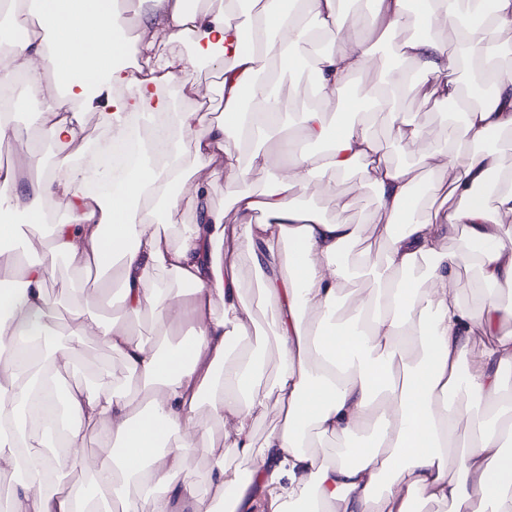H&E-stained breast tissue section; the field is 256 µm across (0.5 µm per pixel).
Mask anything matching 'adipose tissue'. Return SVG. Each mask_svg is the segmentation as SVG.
Returning <instances> with one entry per match:
<instances>
[{
	"instance_id": "adipose-tissue-1",
	"label": "adipose tissue",
	"mask_w": 512,
	"mask_h": 512,
	"mask_svg": "<svg viewBox=\"0 0 512 512\" xmlns=\"http://www.w3.org/2000/svg\"><path fill=\"white\" fill-rule=\"evenodd\" d=\"M470 0H373L369 21L347 22L338 0H252L242 21L233 0L188 8L152 0L126 35L122 0H9L22 32L0 52V87L22 84L40 97V125L53 148L50 176L21 183L0 167V245L42 244L37 262L18 264L0 248V282L22 279L0 319V471L29 465L12 512H512V166L485 146L512 132V73L484 44L512 30V0H493L481 29L442 42L437 25L457 27ZM418 23L398 47L409 68L383 67L357 106L358 121H332L325 104L369 71L370 37ZM278 34L271 44L269 34ZM225 63L220 115L205 105L179 113L173 129L142 144L146 157L102 195L85 192L97 160H82L84 115L94 104L99 133L122 138L132 118L171 111L166 85L194 91L173 45ZM290 69L309 60L313 99H302L300 129L324 145L287 165L254 143L284 125L285 103L261 78L268 60ZM489 94L464 104L460 72ZM454 107L460 123L431 145L403 111L407 94ZM386 121L408 151L445 159L434 182L393 162L374 135ZM275 169L263 189L256 172ZM358 169L372 189L380 224L353 223V201L335 191ZM234 185L229 210L208 203L211 187ZM320 213L294 207L309 189ZM69 219L48 223V201ZM196 221L179 229L182 211ZM462 243V253L449 242ZM248 254L254 277L242 275ZM76 271L118 270L121 316L93 308L99 288L59 324L47 285L58 259ZM477 270L483 302L458 290V268ZM347 310H340L341 301ZM264 306L279 361L265 375L252 315ZM154 319L156 337L130 323ZM121 358L120 383L88 369L70 387L58 450L45 456L39 432L53 408L31 382H56L88 338ZM278 420L256 436L258 415ZM224 428L215 444L203 419ZM93 457L82 450L90 441ZM336 448L324 453V441ZM211 467L203 487L180 477L187 458ZM81 483L66 485L65 472ZM260 486L261 496L250 492Z\"/></svg>"
}]
</instances>
